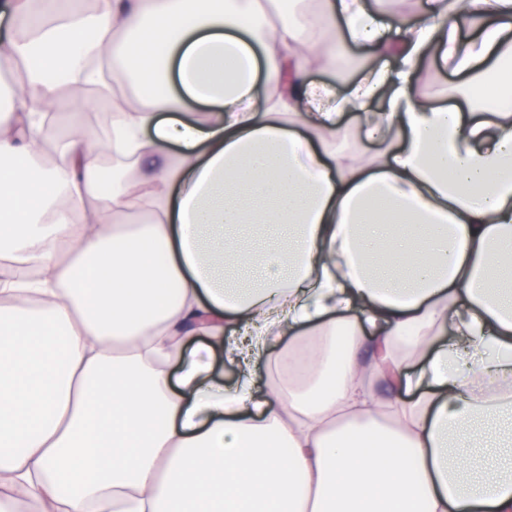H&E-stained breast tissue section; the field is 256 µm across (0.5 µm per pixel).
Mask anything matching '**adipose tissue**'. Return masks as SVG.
<instances>
[{
	"mask_svg": "<svg viewBox=\"0 0 512 512\" xmlns=\"http://www.w3.org/2000/svg\"><path fill=\"white\" fill-rule=\"evenodd\" d=\"M277 3L0 0L27 65L0 262L44 273L0 280V512H512V120L419 90L431 59L511 105L512 0H293L259 30ZM346 40L379 66L309 81ZM103 55L154 90L112 141L161 157L141 181L103 185L80 124L40 163L39 115Z\"/></svg>",
	"mask_w": 512,
	"mask_h": 512,
	"instance_id": "ef3b65f1",
	"label": "adipose tissue"
}]
</instances>
